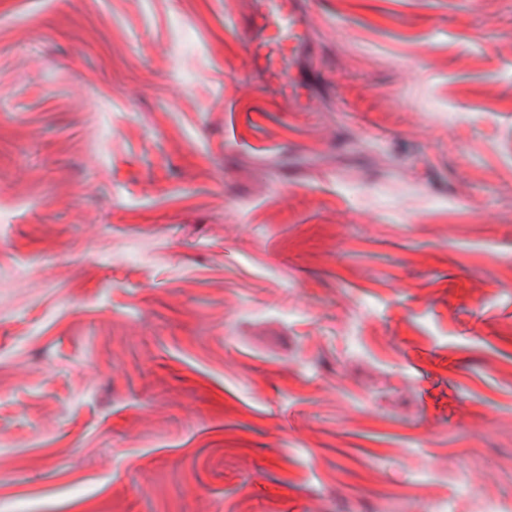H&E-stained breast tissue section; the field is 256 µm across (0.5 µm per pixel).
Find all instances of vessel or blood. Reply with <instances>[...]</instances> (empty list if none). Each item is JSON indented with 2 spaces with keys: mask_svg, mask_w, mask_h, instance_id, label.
Masks as SVG:
<instances>
[{
  "mask_svg": "<svg viewBox=\"0 0 512 512\" xmlns=\"http://www.w3.org/2000/svg\"><path fill=\"white\" fill-rule=\"evenodd\" d=\"M255 19L248 21L274 72H282L296 50L307 43L308 22L301 0H256Z\"/></svg>",
  "mask_w": 512,
  "mask_h": 512,
  "instance_id": "obj_1",
  "label": "vessel or blood"
}]
</instances>
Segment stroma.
<instances>
[{
    "instance_id": "1",
    "label": "stroma",
    "mask_w": 512,
    "mask_h": 512,
    "mask_svg": "<svg viewBox=\"0 0 512 512\" xmlns=\"http://www.w3.org/2000/svg\"><path fill=\"white\" fill-rule=\"evenodd\" d=\"M0 0V512H512V0ZM256 19L246 26L253 30L273 71L280 74L296 50L307 43L308 22L299 0H256Z\"/></svg>"
}]
</instances>
